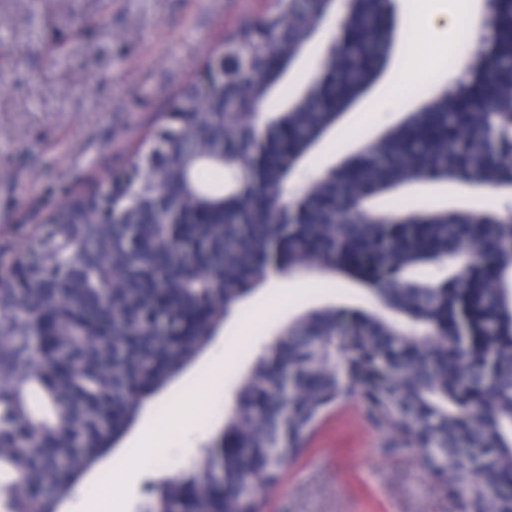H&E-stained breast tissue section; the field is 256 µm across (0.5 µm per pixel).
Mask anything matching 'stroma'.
<instances>
[{"instance_id":"1","label":"stroma","mask_w":512,"mask_h":512,"mask_svg":"<svg viewBox=\"0 0 512 512\" xmlns=\"http://www.w3.org/2000/svg\"><path fill=\"white\" fill-rule=\"evenodd\" d=\"M458 0H392L393 44L368 92L313 148L300 167L307 184L356 155L429 105L470 62L443 22ZM269 0H0V267L69 194L104 184L124 170L158 113L195 80L224 35L264 15ZM442 49L431 72L413 75L403 37ZM336 31L328 14L281 83L265 115L285 111L324 59ZM418 209L512 211V190L465 183L404 187ZM326 305L373 309L369 290L350 281L317 288L304 274L276 276L241 303L223 332L168 385L148 399L117 446L83 477L60 512L111 485L108 462L122 463L140 437L154 441L118 492L117 512H141L158 484L202 459L224 428L235 387L289 320ZM262 512H457L416 452L394 445L362 404L351 399L319 423L308 448L286 463Z\"/></svg>"}]
</instances>
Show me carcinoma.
<instances>
[{"instance_id": "1", "label": "carcinoma", "mask_w": 512, "mask_h": 512, "mask_svg": "<svg viewBox=\"0 0 512 512\" xmlns=\"http://www.w3.org/2000/svg\"><path fill=\"white\" fill-rule=\"evenodd\" d=\"M485 44L493 68L462 73L373 148L323 173L301 222H275L268 201L289 172L381 70L388 30L377 0H356L358 38L334 81L308 82L264 125L244 108L267 98L311 41L321 0H274L271 14L228 35V74L209 99L181 92L160 116L166 153L146 178L112 184L47 219L42 249L0 273V512H58L78 481L125 433L145 401L201 352L243 297L275 269L318 268L366 283L377 304L407 318L325 307L286 325L253 364L224 417V452L170 475L143 512H259L320 420L355 399L399 443L428 448L423 464L463 512H512V222L490 214L414 208L400 224L364 218L373 198L410 182H512V0ZM250 74L237 73L239 60ZM501 111L460 113L467 99ZM176 210L199 247L179 251L164 223ZM446 266L437 280L411 275ZM166 314L175 330L155 324Z\"/></svg>"}]
</instances>
